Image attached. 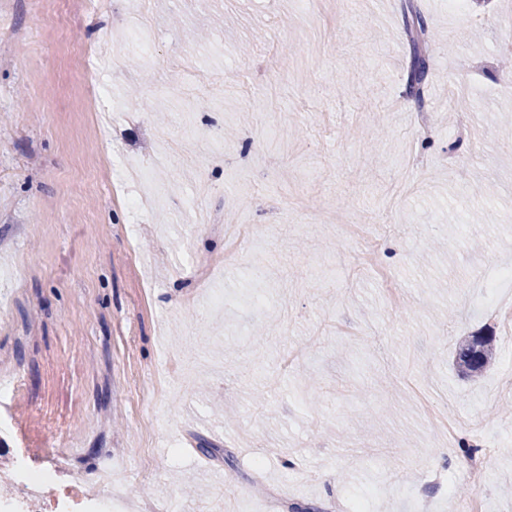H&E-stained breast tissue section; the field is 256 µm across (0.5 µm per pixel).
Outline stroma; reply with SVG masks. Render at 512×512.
I'll list each match as a JSON object with an SVG mask.
<instances>
[{
	"mask_svg": "<svg viewBox=\"0 0 512 512\" xmlns=\"http://www.w3.org/2000/svg\"><path fill=\"white\" fill-rule=\"evenodd\" d=\"M409 5L434 32L420 102ZM504 7L0 0V466L49 476L44 512L105 459L127 512H512V338L484 292L512 265ZM183 97L210 143L188 166L160 136ZM115 156L148 169L120 200ZM488 331L495 366L461 378ZM496 361L493 336H472L459 344L455 362L460 371L473 378H479Z\"/></svg>",
	"mask_w": 512,
	"mask_h": 512,
	"instance_id": "35a3bbf8",
	"label": "stroma"
}]
</instances>
